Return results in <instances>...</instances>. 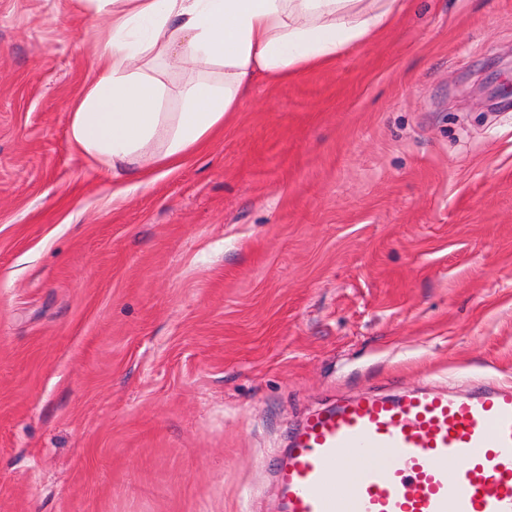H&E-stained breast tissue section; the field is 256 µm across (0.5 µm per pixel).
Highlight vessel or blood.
I'll use <instances>...</instances> for the list:
<instances>
[{"label": "vessel or blood", "instance_id": "1", "mask_svg": "<svg viewBox=\"0 0 512 512\" xmlns=\"http://www.w3.org/2000/svg\"><path fill=\"white\" fill-rule=\"evenodd\" d=\"M275 477L286 512H512V386L339 401Z\"/></svg>", "mask_w": 512, "mask_h": 512}]
</instances>
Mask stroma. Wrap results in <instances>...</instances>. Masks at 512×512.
Returning <instances> with one entry per match:
<instances>
[{"mask_svg": "<svg viewBox=\"0 0 512 512\" xmlns=\"http://www.w3.org/2000/svg\"><path fill=\"white\" fill-rule=\"evenodd\" d=\"M81 0H0V512H284L313 410L512 381V0H410L146 182L76 153ZM478 92L485 97V101L489 103L488 106L491 108H511L512 84L511 86L501 84L491 89L486 86H480Z\"/></svg>", "mask_w": 512, "mask_h": 512, "instance_id": "obj_1", "label": "stroma"}]
</instances>
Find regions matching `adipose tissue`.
Instances as JSON below:
<instances>
[{
    "mask_svg": "<svg viewBox=\"0 0 512 512\" xmlns=\"http://www.w3.org/2000/svg\"><path fill=\"white\" fill-rule=\"evenodd\" d=\"M94 75L74 99L79 154L140 176L175 169L222 130L258 77L328 66L393 26L407 0H85ZM190 77L170 89L162 72ZM176 111H169V104Z\"/></svg>",
    "mask_w": 512,
    "mask_h": 512,
    "instance_id": "obj_1",
    "label": "adipose tissue"
}]
</instances>
